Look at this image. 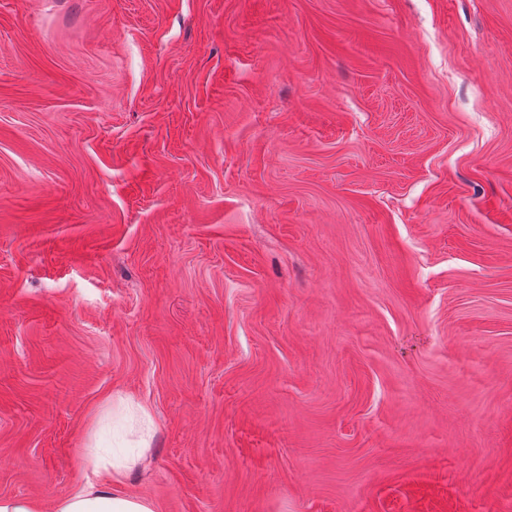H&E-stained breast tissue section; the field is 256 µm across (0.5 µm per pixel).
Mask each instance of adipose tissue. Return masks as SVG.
<instances>
[{
	"label": "adipose tissue",
	"mask_w": 512,
	"mask_h": 512,
	"mask_svg": "<svg viewBox=\"0 0 512 512\" xmlns=\"http://www.w3.org/2000/svg\"><path fill=\"white\" fill-rule=\"evenodd\" d=\"M140 422L131 428L132 442L137 455L110 457L97 450H89L85 456L87 464L103 473V480L95 485L81 488L80 491L62 500L55 512H153L149 502L129 494L116 491L119 484L138 464L144 463L151 445L152 422L147 410H140Z\"/></svg>",
	"instance_id": "ef3b65f1"
}]
</instances>
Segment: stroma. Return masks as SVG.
<instances>
[{"mask_svg":"<svg viewBox=\"0 0 512 512\" xmlns=\"http://www.w3.org/2000/svg\"><path fill=\"white\" fill-rule=\"evenodd\" d=\"M121 397L154 512H512V0H0V496Z\"/></svg>","mask_w":512,"mask_h":512,"instance_id":"obj_1","label":"stroma"}]
</instances>
